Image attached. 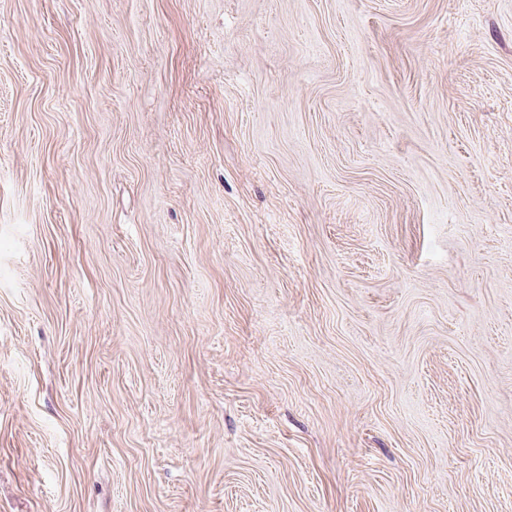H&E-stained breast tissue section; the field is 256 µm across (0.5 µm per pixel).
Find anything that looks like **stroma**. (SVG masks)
<instances>
[{
    "instance_id": "1",
    "label": "stroma",
    "mask_w": 512,
    "mask_h": 512,
    "mask_svg": "<svg viewBox=\"0 0 512 512\" xmlns=\"http://www.w3.org/2000/svg\"><path fill=\"white\" fill-rule=\"evenodd\" d=\"M0 512H512V0H0Z\"/></svg>"
}]
</instances>
